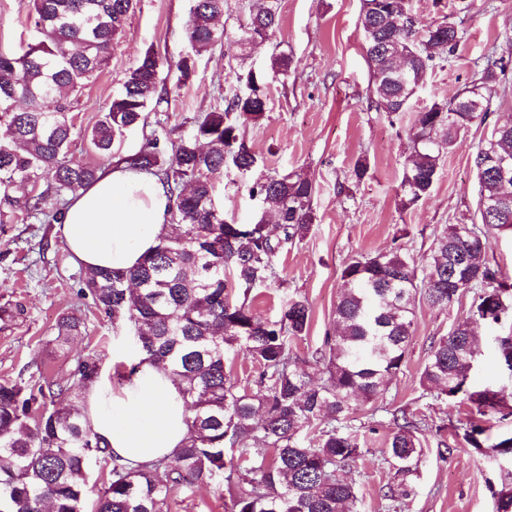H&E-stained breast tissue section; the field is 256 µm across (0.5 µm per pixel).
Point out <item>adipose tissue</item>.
<instances>
[{"mask_svg": "<svg viewBox=\"0 0 512 512\" xmlns=\"http://www.w3.org/2000/svg\"><path fill=\"white\" fill-rule=\"evenodd\" d=\"M160 181L125 164L100 170L70 197L61 234L74 258L88 268H129L173 230ZM93 430L113 454L141 464L173 453L187 436L177 383L149 361L122 388L107 379L92 388Z\"/></svg>", "mask_w": 512, "mask_h": 512, "instance_id": "1", "label": "adipose tissue"}]
</instances>
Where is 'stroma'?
<instances>
[{
	"mask_svg": "<svg viewBox=\"0 0 512 512\" xmlns=\"http://www.w3.org/2000/svg\"><path fill=\"white\" fill-rule=\"evenodd\" d=\"M254 0H226L219 25L224 42L196 59L188 80H180L176 61L189 52L186 28L193 0H137L123 32L114 40L107 64L69 98L74 130L70 158L99 168L141 150L151 133L187 134L196 115L219 105L228 91L224 78L238 68L234 46ZM453 0H411L419 24L455 23L461 39L455 54L427 78L408 112L396 121L376 111L367 99L373 75L365 60L359 25L361 0H281L280 26L271 38L249 49L247 63L266 67L271 55L290 60L288 78L270 82L267 110L259 121H244L240 133L257 157L254 174L225 166L217 181L216 201L227 221L253 223L258 205L248 194L253 175L306 173L316 183L314 220L307 236L286 247L276 259L277 277L253 289V310L273 319L289 298L307 300L311 321L306 336L292 345L296 356L311 359L334 329V309L342 287L344 265L358 255H372L404 245L425 262L434 237L451 224L479 221V182L472 155L492 136L496 124L512 121V77L493 94L489 117L474 122L458 146L441 163L430 195L404 209L398 189L411 152L412 122L436 99L454 96L502 35L512 30V0H471L456 13ZM33 38L29 0H0V48L19 51ZM164 62L160 77L167 88L164 102L149 108L147 126L125 134L111 157L98 155L86 137L121 90L129 70L146 49ZM369 166L363 180L354 177L359 158ZM85 268L76 264L57 229L44 216L15 211L0 224V379L44 376L61 385L75 382L80 358L99 357L101 373L114 378L119 363L136 356L134 331L116 328L82 291ZM472 293L448 307L432 306L424 294L414 298V330L401 371L371 404L359 407V427L367 453L346 476L356 483L358 512H495L490 485L512 472V460L493 452L437 454V439L424 432L423 462L414 480V495L389 508L383 494L393 479L384 460L391 433L389 412L395 408L455 425L461 407L422 398L420 375L433 342L469 319ZM81 319L78 333L56 345L60 318ZM480 355L472 373L475 386L504 391L512 403V378L498 364V337L509 327L477 325ZM222 479L174 490L169 512H225Z\"/></svg>",
	"mask_w": 512,
	"mask_h": 512,
	"instance_id": "35a3bbf8",
	"label": "stroma"
}]
</instances>
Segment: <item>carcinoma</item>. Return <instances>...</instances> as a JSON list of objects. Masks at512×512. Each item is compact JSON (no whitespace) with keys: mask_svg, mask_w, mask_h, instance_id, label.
Here are the masks:
<instances>
[{"mask_svg":"<svg viewBox=\"0 0 512 512\" xmlns=\"http://www.w3.org/2000/svg\"><path fill=\"white\" fill-rule=\"evenodd\" d=\"M134 0H32L35 35L19 54L0 51V201L62 216L63 197L91 183L99 168L68 158L74 124L65 90H75L105 65ZM281 0H261L236 41L239 56L269 39L280 21ZM224 0H193L182 57L181 79L194 57L224 42L216 20ZM366 58L373 72L371 102L391 118L407 108L435 62L460 42L454 24L417 28L410 0H362L359 15ZM162 59L146 50L129 70L122 91L89 134L109 155L116 140L146 125L149 104L163 101ZM290 61L270 58L265 69L234 72L224 109L203 112L191 133L173 140L151 135L144 149L125 159L154 174L169 200L170 223L181 232L162 236L133 267L91 268L84 285L112 324L128 323L138 353L178 382L188 411V433L179 449L152 463L130 466L112 455L92 429L69 387L32 378L0 381V512H86L87 470L96 457L107 469L106 487L93 512H168L170 494L184 486L222 478L228 512H357L355 483L341 471L358 464L368 449L346 424L357 407L381 394L405 363L412 336V298L420 289L446 307L473 292L471 318L433 343L421 385L436 399L467 407L455 426L453 445L438 441L445 459L460 448L484 452L489 424L507 416L502 391L471 382L479 348L472 324L512 321V284L487 260L492 232L512 230V122L497 127L477 147L473 164L480 184L482 227L451 224L433 239L425 265L397 246L355 258L341 271L336 330L324 336L313 361L324 378L316 383L307 361L291 343L310 322L306 300H288L275 320L256 314L248 293L277 275L276 257L302 240L313 224L315 181L291 171L260 175L249 186L262 213L276 218L273 234L253 224L224 222L215 201L224 166L255 169L256 156L239 137L238 120L257 121L267 106L269 78L285 75ZM505 56H489L473 80L449 99L417 113L412 150L399 185L402 208L425 199L440 161L459 144L462 131L489 116L491 95L506 77ZM243 291V300L235 298ZM260 366L253 389L237 391L231 351ZM502 369L512 373V336L501 337ZM77 386L89 391L100 378L95 356L77 362ZM393 428L386 462L394 482L384 497L400 503L413 493L422 462L421 431L437 435L447 425L428 424L406 410L390 412ZM495 512H512V482L493 492Z\"/></svg>","mask_w":512,"mask_h":512,"instance_id":"carcinoma-1","label":"carcinoma"}]
</instances>
